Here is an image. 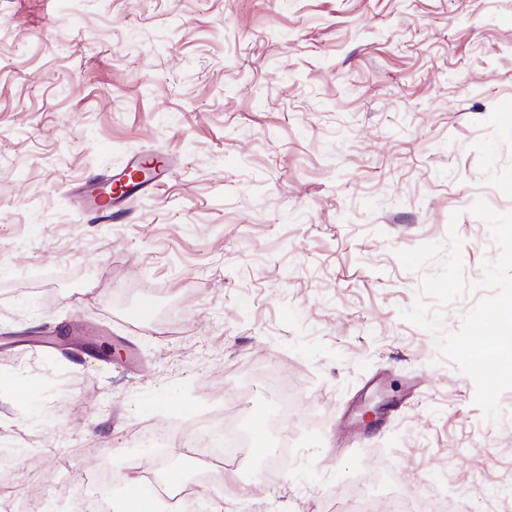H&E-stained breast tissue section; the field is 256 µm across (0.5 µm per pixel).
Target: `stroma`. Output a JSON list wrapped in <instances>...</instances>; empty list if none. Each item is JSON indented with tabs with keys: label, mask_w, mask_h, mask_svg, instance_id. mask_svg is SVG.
Segmentation results:
<instances>
[{
	"label": "stroma",
	"mask_w": 512,
	"mask_h": 512,
	"mask_svg": "<svg viewBox=\"0 0 512 512\" xmlns=\"http://www.w3.org/2000/svg\"><path fill=\"white\" fill-rule=\"evenodd\" d=\"M144 152L170 176L115 224L72 192ZM512 213V0H0V453L30 512L148 462L146 429L207 431L240 391L292 452L262 494L201 512H322L380 466L394 488L512 512V389L476 385L404 320L449 231L463 295ZM151 297L154 320L127 310ZM295 393L275 407L256 377ZM381 405L366 426L364 407Z\"/></svg>",
	"instance_id": "1"
}]
</instances>
